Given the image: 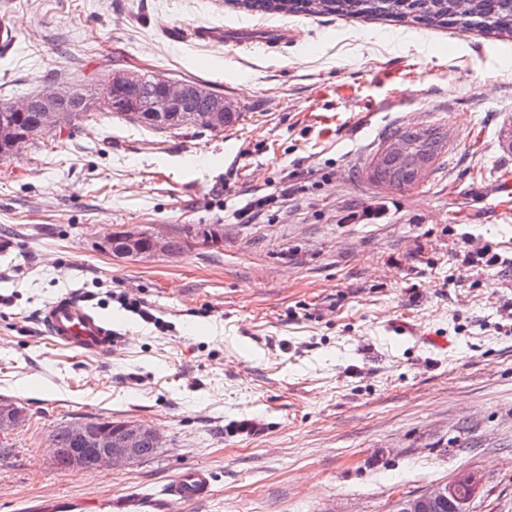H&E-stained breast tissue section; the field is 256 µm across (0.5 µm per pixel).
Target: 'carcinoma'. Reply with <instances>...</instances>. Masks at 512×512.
Returning <instances> with one entry per match:
<instances>
[{
  "label": "carcinoma",
  "instance_id": "carcinoma-1",
  "mask_svg": "<svg viewBox=\"0 0 512 512\" xmlns=\"http://www.w3.org/2000/svg\"><path fill=\"white\" fill-rule=\"evenodd\" d=\"M252 14L277 15L308 12L306 0H231ZM324 13L346 17L383 19L392 22H412L424 26L446 28L460 26L482 34H512V0H467L468 15L458 12V0H327ZM184 107L186 112H202L212 90L199 85ZM403 145L408 155L393 152L391 146ZM444 148V137L436 132L413 128L389 133L374 158L373 172L378 181L395 187L413 185L418 176L414 164L423 159L432 163Z\"/></svg>",
  "mask_w": 512,
  "mask_h": 512
}]
</instances>
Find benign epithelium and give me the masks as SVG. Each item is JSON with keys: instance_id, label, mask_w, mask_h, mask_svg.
I'll use <instances>...</instances> for the list:
<instances>
[{"instance_id": "obj_1", "label": "benign epithelium", "mask_w": 512, "mask_h": 512, "mask_svg": "<svg viewBox=\"0 0 512 512\" xmlns=\"http://www.w3.org/2000/svg\"><path fill=\"white\" fill-rule=\"evenodd\" d=\"M140 74L122 70L113 73L112 82L94 88L88 93L75 85L63 86L52 92H42L37 97H22L11 104V111L22 115L39 113V125L44 131H53L65 126V111L110 112L117 107L127 112H140L142 118L154 124L164 125L174 118L206 129L219 128L228 123L232 104L224 95L213 93L204 112H184L183 105L195 94L185 82L156 80L159 92L150 101L142 103L125 91L138 84ZM31 140V133L20 131L15 124L0 122V156L8 157L22 143ZM197 243L203 246H218L224 243V226L199 228L193 231ZM101 250L122 259L137 261L159 255H170L169 238L160 232L141 231L133 228L113 230L105 235ZM28 415L17 403L0 397V438L26 425ZM74 447L67 450L49 442L47 454L59 460L68 453L73 467L102 468L108 465L134 467L147 458V449L160 447L157 432L136 421H121L101 424L91 419H79L64 425ZM474 483L469 473L463 471L450 477L447 482L435 484L417 496H400V512H473L471 500H455L454 487L458 483Z\"/></svg>"}]
</instances>
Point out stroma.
Wrapping results in <instances>:
<instances>
[{"label":"stroma","instance_id":"stroma-1","mask_svg":"<svg viewBox=\"0 0 512 512\" xmlns=\"http://www.w3.org/2000/svg\"><path fill=\"white\" fill-rule=\"evenodd\" d=\"M0 16V104L131 69L208 84L242 114L161 132L95 112L0 159V397L29 416L0 442V512L51 497L391 512L462 470L474 512H512V37L224 0H0ZM278 28L290 38L268 52L222 38ZM403 127L447 144L396 189L373 158ZM266 195L263 216L238 218ZM380 203L385 223L349 220ZM211 224L223 245L139 262L100 249L122 227ZM476 251L495 263L465 262ZM67 295L111 321V356L42 336L40 312ZM91 417L146 424L162 446L134 468L52 464V430ZM200 466L213 495L167 502ZM251 14L277 15L308 13L307 0H229Z\"/></svg>","mask_w":512,"mask_h":512}]
</instances>
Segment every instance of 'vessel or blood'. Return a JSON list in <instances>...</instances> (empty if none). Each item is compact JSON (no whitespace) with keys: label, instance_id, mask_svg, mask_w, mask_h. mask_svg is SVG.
<instances>
[{"label":"vessel or blood","instance_id":"b4317fda","mask_svg":"<svg viewBox=\"0 0 512 512\" xmlns=\"http://www.w3.org/2000/svg\"><path fill=\"white\" fill-rule=\"evenodd\" d=\"M287 30L254 35L240 33L232 36L235 45L261 46L267 49L287 43ZM46 336L55 345L85 356H110L118 336L112 328L96 316L82 301L63 297L51 303L40 316ZM214 474L204 467L182 472L166 489L169 499L187 504L207 498L213 489Z\"/></svg>","mask_w":512,"mask_h":512}]
</instances>
